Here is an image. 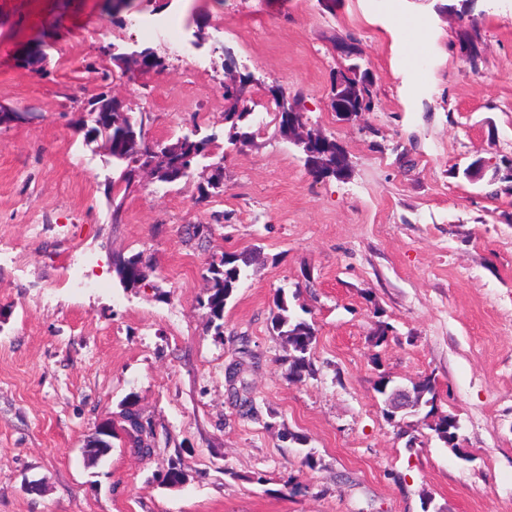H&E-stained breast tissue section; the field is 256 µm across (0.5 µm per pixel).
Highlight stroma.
<instances>
[{
    "mask_svg": "<svg viewBox=\"0 0 512 512\" xmlns=\"http://www.w3.org/2000/svg\"><path fill=\"white\" fill-rule=\"evenodd\" d=\"M443 2L132 0L115 23L103 0H0V106L24 115L0 127V512H512V192L486 193L512 153V0H476L463 19ZM150 16L184 19L186 52L148 40ZM348 34L374 107L344 123L328 100ZM32 44L39 72L22 61ZM136 44L162 69L113 62L112 46ZM230 55L262 116L239 149L224 123ZM276 88L344 149L346 178L316 177L279 133ZM104 92L145 117L149 141L195 125L213 138L191 178H142L117 216L119 171L78 127ZM479 158L489 168L466 179ZM217 167L220 192L198 202ZM196 224L209 249L190 240ZM253 246L215 335L210 256ZM138 252L152 266L124 285L112 259ZM280 288L316 328L301 382L269 325ZM381 321L395 332L378 344ZM236 359L251 416L228 393ZM426 375L464 457L422 415L382 412L379 377L409 388ZM126 401L153 425L151 453L130 443ZM107 422L112 451L86 466ZM283 426L306 447L281 441ZM174 458L185 481L161 485Z\"/></svg>",
    "mask_w": 512,
    "mask_h": 512,
    "instance_id": "35a3bbf8",
    "label": "stroma"
}]
</instances>
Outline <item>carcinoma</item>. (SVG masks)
<instances>
[{
    "mask_svg": "<svg viewBox=\"0 0 512 512\" xmlns=\"http://www.w3.org/2000/svg\"><path fill=\"white\" fill-rule=\"evenodd\" d=\"M349 77L348 84L337 93L338 99L348 108H355L360 101H373V79L357 70V65L347 67ZM224 98L232 102V106L224 113V122L230 125V137L236 139L241 145L250 143L254 134L246 131L252 122V112L247 107H239L241 103L240 91L237 89H225ZM121 113L112 112V126L102 127L98 130L97 136L105 143L111 144L109 152L112 159L121 167L118 182L123 185L124 193H129L136 185V171L138 169L139 157L144 152L155 151V171L159 181L163 183H174L178 181L176 170L180 160L184 157L192 158L196 163L205 157L208 152L212 138L209 136L198 137V132L184 134L171 144V148L165 145L151 144L145 138V120H140L135 125H119ZM344 156L343 149L333 139L326 140L319 150V155L311 159V171L318 177H337L343 169L338 167V158ZM256 256L252 250L240 252L221 253L220 262L209 263L207 268L208 297L202 306L208 309L209 324L214 327L216 334H224V307L227 300L232 296L235 289L239 288L243 280L248 276L250 267L254 264ZM146 259L144 254L139 252L131 256L118 255L113 259V267L121 282L125 284H136L144 279V267ZM270 324L272 330L283 337L289 346L287 358L289 378L296 382L303 381L312 373V362L310 351L315 340L314 325L307 320L299 318L290 313L288 297L284 289L277 290L273 309H271ZM241 363H234L228 368L226 381L232 385L233 398L240 406H252L244 391L246 386L240 379ZM413 398L421 402V409L427 411V415L435 414L437 410V392L435 379L425 376L418 384L412 387ZM124 419L129 427L137 433L136 447L150 452L152 448V429L147 423L140 421L137 413L126 409ZM458 430L455 426V416L445 414L438 416L434 421L432 431L435 439L443 446L454 451L458 450Z\"/></svg>",
    "mask_w": 512,
    "mask_h": 512,
    "instance_id": "carcinoma-1",
    "label": "carcinoma"
}]
</instances>
